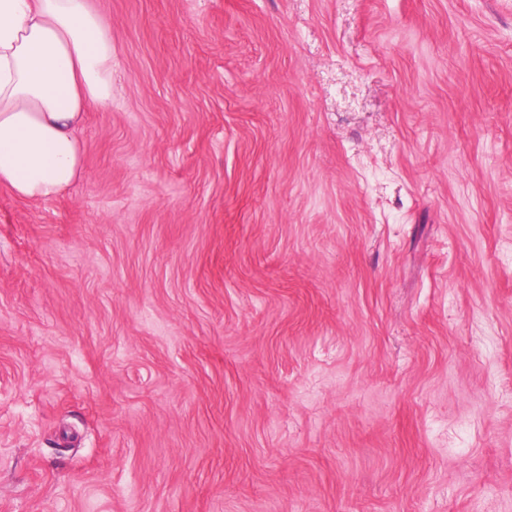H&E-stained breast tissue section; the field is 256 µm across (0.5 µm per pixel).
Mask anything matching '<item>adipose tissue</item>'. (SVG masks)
Segmentation results:
<instances>
[{"instance_id": "obj_1", "label": "adipose tissue", "mask_w": 512, "mask_h": 512, "mask_svg": "<svg viewBox=\"0 0 512 512\" xmlns=\"http://www.w3.org/2000/svg\"><path fill=\"white\" fill-rule=\"evenodd\" d=\"M113 55L89 0H0V184L37 201L83 177L78 129L112 102Z\"/></svg>"}]
</instances>
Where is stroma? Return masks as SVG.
I'll return each mask as SVG.
<instances>
[{
	"label": "stroma",
	"instance_id": "1",
	"mask_svg": "<svg viewBox=\"0 0 512 512\" xmlns=\"http://www.w3.org/2000/svg\"><path fill=\"white\" fill-rule=\"evenodd\" d=\"M85 175L0 185V512H512V0H91Z\"/></svg>",
	"mask_w": 512,
	"mask_h": 512
}]
</instances>
